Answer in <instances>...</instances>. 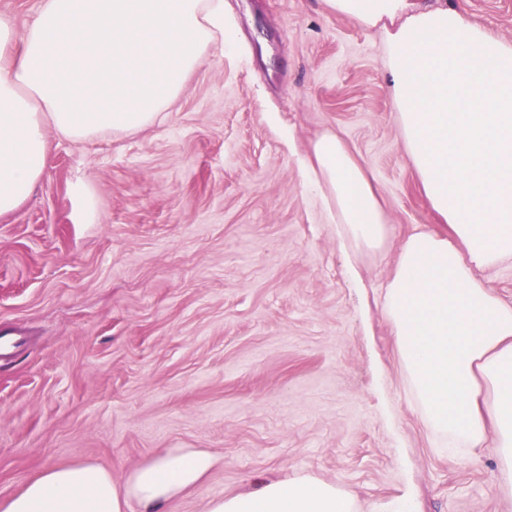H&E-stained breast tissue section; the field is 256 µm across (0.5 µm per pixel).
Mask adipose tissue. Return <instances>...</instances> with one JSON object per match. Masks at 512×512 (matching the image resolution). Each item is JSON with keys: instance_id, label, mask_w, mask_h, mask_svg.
Listing matches in <instances>:
<instances>
[{"instance_id": "obj_1", "label": "adipose tissue", "mask_w": 512, "mask_h": 512, "mask_svg": "<svg viewBox=\"0 0 512 512\" xmlns=\"http://www.w3.org/2000/svg\"><path fill=\"white\" fill-rule=\"evenodd\" d=\"M326 9L385 32L393 119L405 155L447 235L403 241L384 291L404 384L438 447L470 457L494 446L497 487L512 494V304L482 278L512 263V41L445 6L411 0H324ZM233 48L224 0H40L24 26L0 15V216L42 179L48 136L88 140L154 124L214 43ZM304 185L341 249L377 255L390 228L372 173L337 133L311 146ZM215 463L169 451L123 482L83 463L44 468L0 499V512H165ZM205 512H356L340 486L306 474L267 478Z\"/></svg>"}]
</instances>
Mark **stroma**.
I'll return each instance as SVG.
<instances>
[{
	"label": "stroma",
	"mask_w": 512,
	"mask_h": 512,
	"mask_svg": "<svg viewBox=\"0 0 512 512\" xmlns=\"http://www.w3.org/2000/svg\"><path fill=\"white\" fill-rule=\"evenodd\" d=\"M512 40V0H423ZM237 48H210L161 123L50 135L31 199L0 217V498L49 466L120 482L165 450L216 463L166 512L266 477L342 484L357 512H512L493 448L433 445L382 307L415 226L441 231L393 121L380 29L323 0H224ZM339 133L373 173L391 234L360 280L303 186ZM94 206L81 214L77 186Z\"/></svg>",
	"instance_id": "stroma-1"
}]
</instances>
